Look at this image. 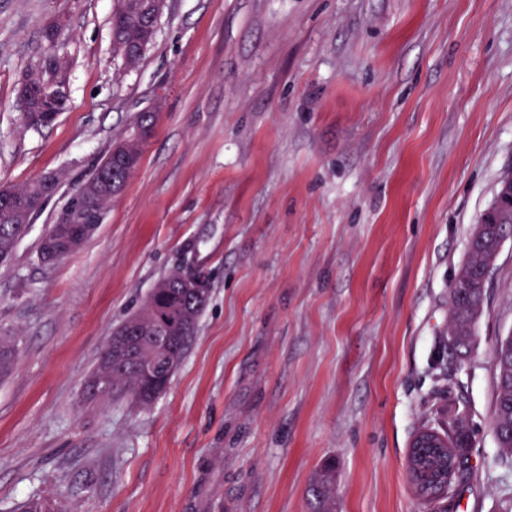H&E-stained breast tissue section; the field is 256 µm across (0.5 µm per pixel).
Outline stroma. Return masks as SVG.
I'll use <instances>...</instances> for the list:
<instances>
[{
	"label": "stroma",
	"mask_w": 512,
	"mask_h": 512,
	"mask_svg": "<svg viewBox=\"0 0 512 512\" xmlns=\"http://www.w3.org/2000/svg\"><path fill=\"white\" fill-rule=\"evenodd\" d=\"M116 0H0V187L58 192L0 264V512H507L492 425L512 332V240L471 359L446 348L448 285L512 170V0H167L137 67ZM57 50L68 107L26 125L18 88ZM143 112L139 166L80 249L41 241L70 191ZM208 299L169 387L142 404L85 384L112 332L172 270ZM465 417L451 496L406 473L423 429ZM335 490V466L326 465L318 470L308 486L312 512H335L334 504Z\"/></svg>",
	"instance_id": "35a3bbf8"
}]
</instances>
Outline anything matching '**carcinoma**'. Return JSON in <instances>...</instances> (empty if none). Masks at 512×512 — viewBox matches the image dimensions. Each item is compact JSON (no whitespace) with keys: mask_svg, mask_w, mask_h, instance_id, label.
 I'll list each match as a JSON object with an SVG mask.
<instances>
[{"mask_svg":"<svg viewBox=\"0 0 512 512\" xmlns=\"http://www.w3.org/2000/svg\"><path fill=\"white\" fill-rule=\"evenodd\" d=\"M166 8V0H117L112 13V46L127 67H136L142 59L140 55L128 54L133 42L147 40L152 44L155 32L146 28L143 19L149 15L161 16ZM56 47L47 46L44 64L30 71L24 87L26 103L31 109L29 125L34 128L45 126L40 107L39 89L44 85L65 81L64 68L54 58ZM112 160V153L104 155L91 173L82 179L77 188L84 189L89 204L97 206L98 221H103L112 204L104 197L105 186L100 184L99 170ZM46 189L33 181L13 190L9 197L0 198V255L11 256L18 240L23 236L42 209L27 208L19 201L28 195L45 194ZM487 218H479L470 237L468 256L458 273L448 285L451 304L450 331L448 349L461 363L467 361L474 345V327L480 317L498 254L503 243L512 239V210L491 204L486 210ZM208 297V288H203L197 296H188L180 288H153L145 298L139 313L142 317L140 327L139 352L143 359L160 360L161 367L167 361L180 363L189 342L195 334L197 323ZM169 314L174 322L169 327V335L177 337V346L169 358H159L152 338L154 318L158 314ZM17 350L9 340L0 338V378L11 373ZM494 367L496 372V399L493 415V427L498 447L512 458V333L500 338L494 348ZM138 370L118 356H112V348L106 347L98 364L92 372L89 382L104 381L108 391L118 388L134 394L138 381ZM435 436L439 445L421 447L415 457L406 460L407 475L423 501L431 504L446 495L452 489V480L456 471L467 461L470 448L468 428L463 419H458L447 433L432 429L420 431L413 444L419 440ZM335 466L326 465L318 470L308 486L312 512H335ZM23 512H60V507L51 499H31L23 505Z\"/></svg>","mask_w":512,"mask_h":512,"instance_id":"carcinoma-1","label":"carcinoma"}]
</instances>
